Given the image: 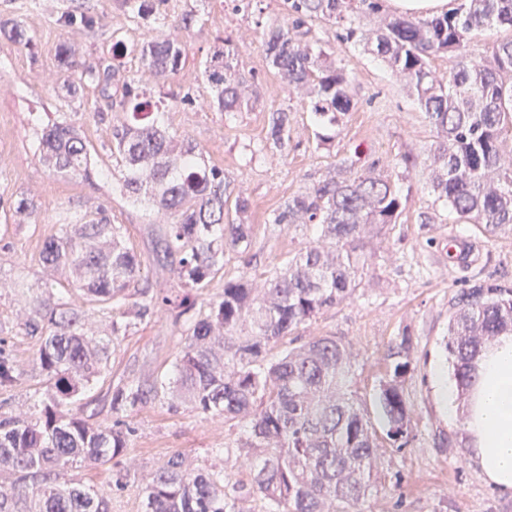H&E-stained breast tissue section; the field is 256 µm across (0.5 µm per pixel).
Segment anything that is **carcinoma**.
Here are the masks:
<instances>
[{"label":"carcinoma","instance_id":"carcinoma-1","mask_svg":"<svg viewBox=\"0 0 512 512\" xmlns=\"http://www.w3.org/2000/svg\"><path fill=\"white\" fill-rule=\"evenodd\" d=\"M136 0L137 17L153 31L139 49L141 74L122 78L106 65L77 71L70 51H58L67 72L63 88L76 97L87 79L121 84L112 109L123 118L112 126V156L120 168V191L155 201L166 226L159 261L176 265L183 295L161 299L149 289L132 290L140 262L124 241L122 227L104 212L82 224L61 225V235L45 243L43 261L72 274L82 304L52 305L33 296L34 317L25 335L39 339L36 360L51 390L27 419L0 415V475L11 477L0 491V512H110L109 495L67 477L77 462L112 463L114 487L131 474L120 468L132 428L121 421L93 425L73 412L74 399L105 371L112 337L143 320L159 306L179 319L197 305L202 291L224 267L227 246L251 245L247 199L232 197L224 171L209 164L198 146L161 125L163 100L152 85L176 73L185 44L168 31L157 3ZM236 12L253 14L263 27L270 67L290 86L307 88L311 112L334 125L354 101L350 83L332 54L298 39L308 22L336 25V38L373 52L402 77L436 133L427 149L435 202L457 224H475L489 234L512 231V163L504 159L512 141V36L492 44L482 59H468L469 37L491 27L512 31V0H455L451 11L432 18L385 16L379 0H283L286 18L262 26L263 0H230ZM0 36L28 43L14 20L0 21ZM448 57L439 74L431 61ZM228 39L205 61L209 107L238 112L244 105L245 74L234 64ZM288 109L269 114L264 147H288ZM42 161L59 172L87 176L91 153L80 133L66 122L41 128ZM403 202L398 182L375 167L355 171L342 161L321 180L288 197L268 218L270 224H313L315 244L288 258L266 280L262 296L243 276L224 282V292L205 303L186 329L172 377L147 387L125 383L112 388V411L137 410L174 393L169 408L188 403L204 414L243 428L239 450L260 457L253 486L275 512H354L382 485L380 448L401 449L411 432L405 383L413 372L412 337L391 342L384 356L377 408L382 432L373 426L359 395L354 352L336 336L273 353V345L324 312L352 297L375 256V241L397 222ZM136 297L131 306L125 301ZM97 304L112 320V336L92 342L84 326L83 304ZM512 333V287L480 282L452 298L444 340L460 403L477 381L476 362L499 336ZM22 371L0 345V388L15 386ZM145 512H244V499L224 480V469L190 470L173 453L140 483Z\"/></svg>","mask_w":512,"mask_h":512}]
</instances>
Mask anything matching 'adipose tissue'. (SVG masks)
<instances>
[{"mask_svg":"<svg viewBox=\"0 0 512 512\" xmlns=\"http://www.w3.org/2000/svg\"><path fill=\"white\" fill-rule=\"evenodd\" d=\"M464 422L484 482L512 496V335L498 337L480 358Z\"/></svg>","mask_w":512,"mask_h":512,"instance_id":"1","label":"adipose tissue"}]
</instances>
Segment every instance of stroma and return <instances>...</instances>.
Returning a JSON list of instances; mask_svg holds the SVG:
<instances>
[{
    "mask_svg": "<svg viewBox=\"0 0 512 512\" xmlns=\"http://www.w3.org/2000/svg\"><path fill=\"white\" fill-rule=\"evenodd\" d=\"M189 9L199 17L184 34L187 58L177 73L161 81V92L177 97L202 92L203 63L224 37L236 50L240 70L252 78L241 111L215 112L198 103L172 107L161 117L171 132L193 140L210 164L222 168L250 203L252 242L248 248L226 251L224 268L203 290L201 301L217 296L225 281L242 275L262 285L270 271L315 241L312 229L272 224L268 218L288 196L315 184L342 158H351L361 172L372 166L395 170L404 211L378 243L361 287L343 305L297 330L305 338L335 335L348 342L367 397L383 371L390 342L405 333L414 341L413 372L406 383L411 438L404 448H386L381 457L384 484L356 512H512V497L490 488L470 460L463 445V416L449 414L434 380L437 369L449 367L440 340L457 290L478 281L512 287V233L490 237L474 225L453 223L445 214L435 223H421V214L430 212L434 201L426 163L433 129L404 81L371 51L338 41L335 25L319 20L309 24L311 38L333 53L350 80L354 107L330 126L313 121L305 89L289 88L274 75L253 17L232 12L228 0H165L161 7L170 19ZM75 10L82 11V18H72ZM0 19L19 22L29 40L23 46L0 37V116L10 119L0 135V149L9 155L8 165L0 167V343L24 370L16 386L0 390V414L25 417L50 389L36 362L38 340L25 333L33 316L25 288L47 280L54 295L64 293L67 269L46 267L42 260L45 242L58 236L61 225L105 211L122 226L140 261V287L166 292L177 288L179 280L157 260L159 227L150 204L132 202L112 187L111 174L118 165L110 151L111 98L89 79L76 101L57 92L65 77L58 62L63 44L71 47L78 68L111 63L120 74L138 73L141 63L132 47L151 31L135 19L131 0H0ZM279 108L291 116L288 148L260 149L268 115ZM62 119L80 127L94 151V177L57 173L40 161L35 122ZM406 155L412 165L403 164ZM21 196L37 206L25 224L13 211ZM91 323L93 335L112 336V353L106 371L79 396L74 410L87 422L110 425L116 418L113 387L159 379L182 349L185 332L164 309L119 336L113 335L108 320L97 316ZM126 421L133 433L123 463L135 473V482L113 490L109 465L80 462L69 472L81 483L109 489L112 512H143L138 478L176 452L193 468L222 466L230 484L249 493L252 470L237 460L241 431L234 423L188 404L171 412L163 399L129 413ZM217 448L226 449V456L215 457Z\"/></svg>",
    "mask_w": 512,
    "mask_h": 512,
    "instance_id": "stroma-1",
    "label": "stroma"
}]
</instances>
